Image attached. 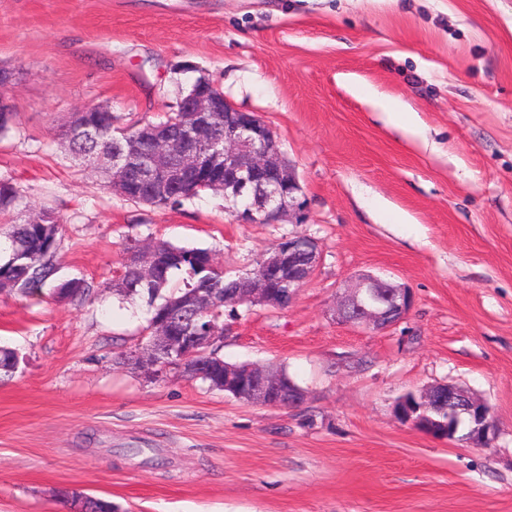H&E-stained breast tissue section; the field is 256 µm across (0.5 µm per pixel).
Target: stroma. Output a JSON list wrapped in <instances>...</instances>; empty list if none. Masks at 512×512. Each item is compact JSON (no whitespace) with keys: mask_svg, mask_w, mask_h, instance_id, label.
Segmentation results:
<instances>
[{"mask_svg":"<svg viewBox=\"0 0 512 512\" xmlns=\"http://www.w3.org/2000/svg\"><path fill=\"white\" fill-rule=\"evenodd\" d=\"M0 88L16 120L0 179L65 224L62 272L93 303L0 292V512H512V0H0ZM206 76L273 131L303 188L298 224H238L207 192L152 209L71 163L77 109L121 125L175 111ZM415 112L407 138L360 96ZM321 262L293 302L224 317L229 363L284 370L301 406L237 400L128 362L145 300L112 293L127 240L213 251L252 269L282 237ZM370 272L414 305L384 333L337 322ZM459 385L492 408L487 447L400 422L398 399Z\"/></svg>","mask_w":512,"mask_h":512,"instance_id":"1","label":"stroma"}]
</instances>
